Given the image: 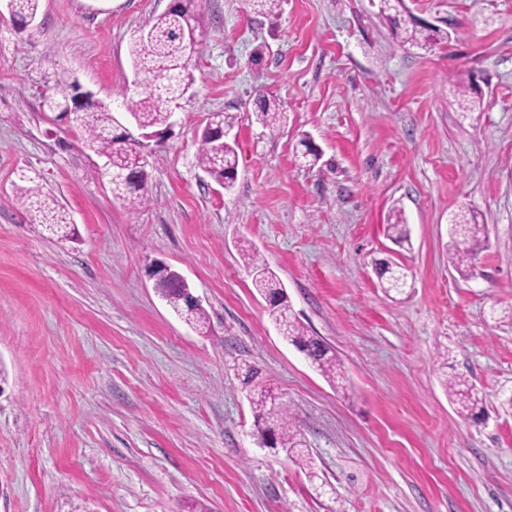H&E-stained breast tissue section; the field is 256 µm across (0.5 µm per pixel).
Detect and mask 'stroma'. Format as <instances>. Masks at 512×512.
I'll return each instance as SVG.
<instances>
[{
    "instance_id": "stroma-1",
    "label": "stroma",
    "mask_w": 512,
    "mask_h": 512,
    "mask_svg": "<svg viewBox=\"0 0 512 512\" xmlns=\"http://www.w3.org/2000/svg\"><path fill=\"white\" fill-rule=\"evenodd\" d=\"M169 3L39 0L21 26L0 2V512H512V0H404L448 33L426 51L393 40L378 0L272 15L202 0L208 38L133 210L42 96L63 78L122 114L133 40ZM263 98L284 130L260 121ZM213 112L233 118L228 190L196 161ZM24 176L68 212L69 238L16 202ZM396 210L404 248L385 232ZM464 210L486 238L465 276L448 261ZM246 249L345 386L282 337ZM387 256L410 271L404 293L379 284ZM154 264L200 298L208 333L160 296ZM249 365L296 415L316 481L259 447ZM455 375L483 392L481 422L449 399ZM258 112L265 126L272 132L280 131L288 123L287 112H283L276 103L271 104L266 99L259 102ZM244 255L252 268L253 284L257 291L269 299L277 297L281 292V287H279L280 283L276 275L253 253L246 251Z\"/></svg>"
}]
</instances>
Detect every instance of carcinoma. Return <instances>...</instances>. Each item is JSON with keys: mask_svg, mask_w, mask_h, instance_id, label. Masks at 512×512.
Returning <instances> with one entry per match:
<instances>
[{"mask_svg": "<svg viewBox=\"0 0 512 512\" xmlns=\"http://www.w3.org/2000/svg\"><path fill=\"white\" fill-rule=\"evenodd\" d=\"M380 11L392 25L393 35L402 46L426 50L448 39V33L436 26H422L414 17H400L398 7L390 6L391 0H379ZM39 0H11L13 15L24 19L37 15ZM149 36H139L133 45L132 55L138 71L143 75V90L138 98H131L125 108L135 126L141 131L138 136L123 135L114 131L115 119L112 111L103 104L89 103L73 115L72 124L84 134L85 146L106 159L107 167L96 169L97 176L107 179L113 196L130 203L148 201L145 195L147 179L145 150L148 140L144 134L159 132L172 120V105L181 99L187 83L193 79L192 60L198 52L202 38L206 35L198 0H180L179 8L171 14H161L149 27ZM76 86L59 81L48 93L46 109L68 112L74 99ZM258 112L270 131L276 132L288 123V115L274 103L262 100ZM231 127L229 117L214 112L203 132L197 153V163L215 182L230 188L237 175V156L233 145L224 140L221 132ZM17 200L34 213L35 218L49 230L68 236L71 224L62 212L50 203L37 184L21 186ZM387 235L396 245L410 243L408 224L401 215L386 225ZM481 227L475 217L464 212L454 216L450 224L451 245L448 261L457 270L468 266L477 248L481 245ZM253 272V284L262 295L272 299L269 315L281 325L284 338L292 344L309 363L323 375L335 379L341 377L342 365L335 350L322 337L311 334L298 320L285 300L277 301L281 289L276 275L266 264L252 253H245ZM380 269V283L387 293H401L407 285V273L399 265L386 267L382 260L374 261ZM184 283L176 272H171L158 283V292L166 299L172 310L193 328L205 332L209 322L200 305L187 302ZM450 400L457 405L459 413L478 421L483 412V394L475 385L463 377L453 376L445 383ZM257 438L264 441L273 436L275 446L288 458L297 459L307 468L309 478L317 477L313 458L302 450L304 441L297 428L295 416L284 402H273L269 389H262L251 398Z\"/></svg>", "mask_w": 512, "mask_h": 512, "instance_id": "cac0c4a2", "label": "carcinoma"}]
</instances>
